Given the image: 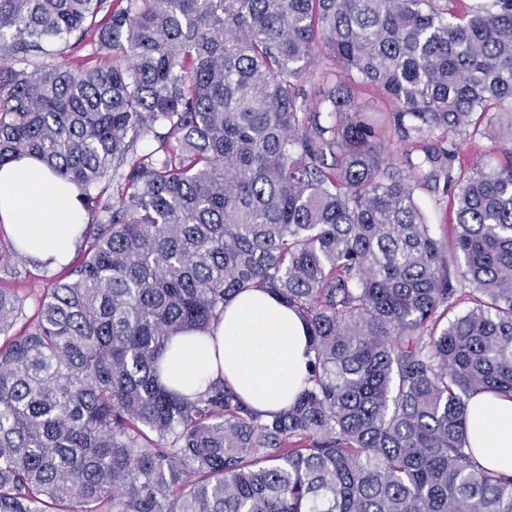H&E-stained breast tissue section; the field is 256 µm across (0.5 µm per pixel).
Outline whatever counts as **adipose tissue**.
Returning a JSON list of instances; mask_svg holds the SVG:
<instances>
[{
	"label": "adipose tissue",
	"instance_id": "1",
	"mask_svg": "<svg viewBox=\"0 0 512 512\" xmlns=\"http://www.w3.org/2000/svg\"><path fill=\"white\" fill-rule=\"evenodd\" d=\"M77 188L33 158L0 166V223L33 259L60 267L86 222ZM308 339L298 313L263 290L237 294L213 332L173 336L162 380L186 394L221 381L263 414L288 408L308 373ZM469 438L484 468L512 475V399L479 394L470 401Z\"/></svg>",
	"mask_w": 512,
	"mask_h": 512
}]
</instances>
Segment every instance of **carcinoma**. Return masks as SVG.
<instances>
[{"label": "carcinoma", "mask_w": 512, "mask_h": 512, "mask_svg": "<svg viewBox=\"0 0 512 512\" xmlns=\"http://www.w3.org/2000/svg\"><path fill=\"white\" fill-rule=\"evenodd\" d=\"M457 2L0 0V166L88 216L17 334L0 289V512H512L467 425L512 399V0ZM87 38L112 64L71 67ZM251 289L305 322L292 405L162 385L170 337ZM419 199L426 210L428 223L434 225L437 236L447 239L448 245H451L454 231L452 224L449 223L448 198H444L439 204L432 193L420 189Z\"/></svg>", "instance_id": "obj_1"}]
</instances>
